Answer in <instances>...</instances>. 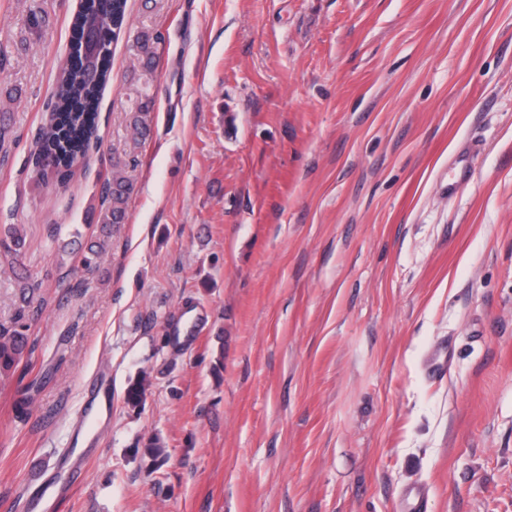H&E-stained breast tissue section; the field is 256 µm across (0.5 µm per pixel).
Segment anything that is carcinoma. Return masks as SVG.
Listing matches in <instances>:
<instances>
[{"label": "carcinoma", "instance_id": "cac0c4a2", "mask_svg": "<svg viewBox=\"0 0 512 512\" xmlns=\"http://www.w3.org/2000/svg\"><path fill=\"white\" fill-rule=\"evenodd\" d=\"M109 15L98 14L102 0H80V9L72 24V61L63 67L57 77L51 101V123L36 143V164L41 179L52 178L59 184L66 183L77 165L83 161L91 147L98 140L99 103L102 91L110 78L112 56L102 63L101 77L92 82L87 75V66L82 57V35L85 21L93 18L99 21L98 34L101 43L112 50V32L123 27L127 17L128 0H107ZM159 37L144 32L136 39L137 48L144 56L143 68L147 71L157 60L156 44ZM151 101H142L136 107L130 127L133 141L146 133L145 115ZM132 185L122 169L113 166L112 176L102 188V209L100 221L103 224H119L123 221L126 203ZM29 311L22 306L8 325H0V381H8L18 368L28 369L34 345L30 341ZM147 383V374H142L129 384L125 400L132 406L142 404Z\"/></svg>", "mask_w": 512, "mask_h": 512}]
</instances>
